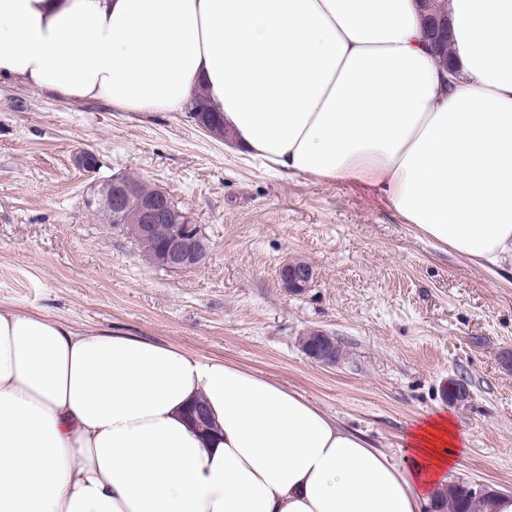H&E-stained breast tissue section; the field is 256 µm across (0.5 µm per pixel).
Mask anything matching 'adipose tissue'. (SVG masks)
Wrapping results in <instances>:
<instances>
[{"label": "adipose tissue", "instance_id": "1", "mask_svg": "<svg viewBox=\"0 0 512 512\" xmlns=\"http://www.w3.org/2000/svg\"><path fill=\"white\" fill-rule=\"evenodd\" d=\"M0 0V78L173 112L196 88L264 165L367 181L428 240L512 274V0ZM204 401L200 436L186 410ZM404 468L260 376L0 308V512H422L460 460L441 414ZM446 0H434L429 2L430 8L427 16H429V27L423 32L424 39L429 46L436 45L443 36L448 33V19L445 13Z\"/></svg>", "mask_w": 512, "mask_h": 512}]
</instances>
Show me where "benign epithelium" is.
Segmentation results:
<instances>
[{"mask_svg": "<svg viewBox=\"0 0 512 512\" xmlns=\"http://www.w3.org/2000/svg\"><path fill=\"white\" fill-rule=\"evenodd\" d=\"M446 0H432L427 16L429 27L423 32L424 39L432 46L448 33V19L445 13ZM77 167L87 173L97 170L98 159L88 150L78 152L74 158ZM134 187L121 178L112 179L102 190V203L114 209L121 208L132 196ZM172 197L165 190L140 199L139 235L143 238L161 237V246L146 257L155 265L169 271L193 273L207 263L212 250V242L202 227L192 221L187 213L172 212L168 223H162V216L170 211ZM280 277L284 289L289 294H301L307 290L314 278L313 268L304 261H294L283 265Z\"/></svg>", "mask_w": 512, "mask_h": 512, "instance_id": "1", "label": "benign epithelium"}]
</instances>
